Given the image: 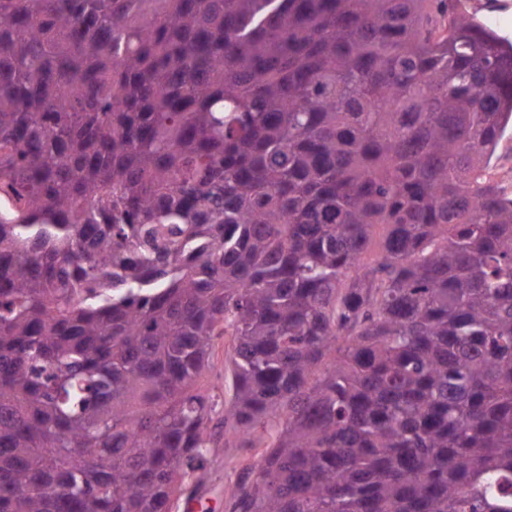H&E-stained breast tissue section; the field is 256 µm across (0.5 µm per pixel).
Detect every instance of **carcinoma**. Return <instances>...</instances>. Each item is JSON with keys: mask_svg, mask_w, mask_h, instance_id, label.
Masks as SVG:
<instances>
[{"mask_svg": "<svg viewBox=\"0 0 512 512\" xmlns=\"http://www.w3.org/2000/svg\"><path fill=\"white\" fill-rule=\"evenodd\" d=\"M461 0H0V512H512V43ZM386 233L363 261L377 226ZM510 166H512V129L509 126L492 159L491 173L493 178L502 184L505 193L512 197V184L501 180L502 172ZM229 341L224 336L217 341L215 352L210 359L209 366L203 372L200 379L202 385L213 388L219 406L218 414L214 416L212 424L216 423L224 415V401L230 397L231 373L228 368ZM211 448L206 464L207 481L203 485L207 510L202 512H228L224 502V486L232 485L239 472L260 460L263 448H224L223 436Z\"/></svg>", "mask_w": 512, "mask_h": 512, "instance_id": "1", "label": "carcinoma"}]
</instances>
